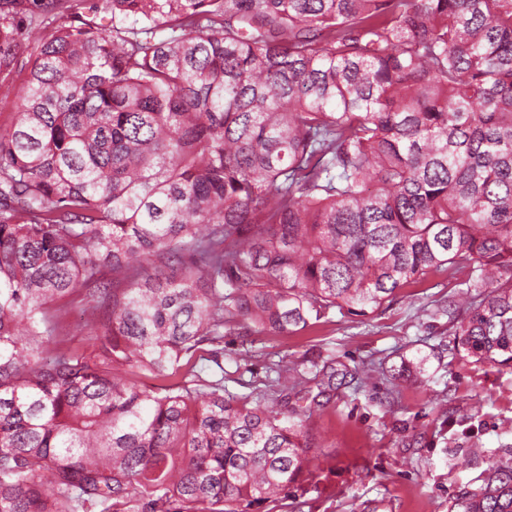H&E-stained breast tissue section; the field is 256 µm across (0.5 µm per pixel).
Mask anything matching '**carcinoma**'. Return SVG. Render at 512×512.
<instances>
[{
	"instance_id": "cac0c4a2",
	"label": "carcinoma",
	"mask_w": 512,
	"mask_h": 512,
	"mask_svg": "<svg viewBox=\"0 0 512 512\" xmlns=\"http://www.w3.org/2000/svg\"><path fill=\"white\" fill-rule=\"evenodd\" d=\"M5 0L0 512H252L303 476L336 364L224 396V337L366 317L434 271L512 368V0ZM46 30L15 88L17 17ZM91 311V349L60 312ZM160 381L153 389L139 377ZM449 512H512V459ZM78 300L79 299L77 298L75 303L68 307V311L64 319V326L67 328V330L70 331L71 335H74L68 336L71 346H77L81 344L87 346L92 344L94 341L88 340L89 336H86L87 331L78 327L79 325H82V321L80 320L79 316L80 305L77 303Z\"/></svg>"
}]
</instances>
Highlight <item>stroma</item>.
Here are the masks:
<instances>
[{
    "instance_id": "obj_1",
    "label": "stroma",
    "mask_w": 512,
    "mask_h": 512,
    "mask_svg": "<svg viewBox=\"0 0 512 512\" xmlns=\"http://www.w3.org/2000/svg\"><path fill=\"white\" fill-rule=\"evenodd\" d=\"M448 291L447 275L432 273L369 316L336 314L296 334L228 336L223 367L199 360L203 376L223 378L239 397L261 387L273 361L378 368L302 413L308 469L281 501L254 512H448L460 486L512 455V369L453 356L448 318L436 311ZM404 362L421 374L394 379Z\"/></svg>"
}]
</instances>
